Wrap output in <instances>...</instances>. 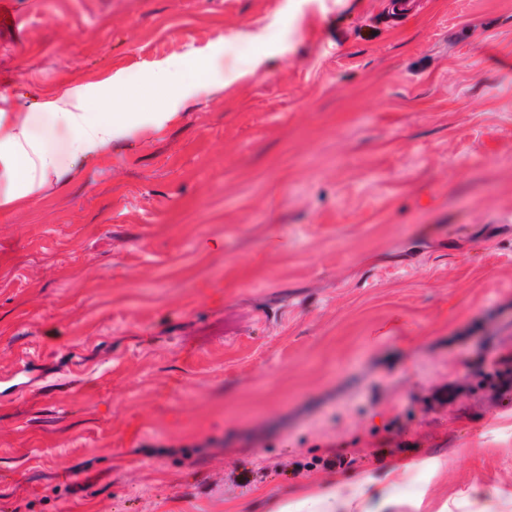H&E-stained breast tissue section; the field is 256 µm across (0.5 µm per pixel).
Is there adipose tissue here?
<instances>
[{"instance_id":"ef3b65f1","label":"adipose tissue","mask_w":512,"mask_h":512,"mask_svg":"<svg viewBox=\"0 0 512 512\" xmlns=\"http://www.w3.org/2000/svg\"><path fill=\"white\" fill-rule=\"evenodd\" d=\"M178 70L173 89L161 90L155 112L146 115L129 111L138 95L117 74L96 83L65 84L60 93L26 112L0 109V210L26 207L79 161L109 150L119 138L173 120V113L164 109L171 93L223 84L216 67L195 59L181 62ZM355 490L352 484L326 482L291 499H271L267 512H349L353 507L388 512L402 494L394 484L378 499L360 503Z\"/></svg>"}]
</instances>
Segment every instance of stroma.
I'll return each instance as SVG.
<instances>
[{
  "mask_svg": "<svg viewBox=\"0 0 512 512\" xmlns=\"http://www.w3.org/2000/svg\"><path fill=\"white\" fill-rule=\"evenodd\" d=\"M418 2L13 0L6 111L224 86L0 212V512H512V0ZM178 70L179 78L173 89H161L154 100L155 107L159 110L165 108V102L168 101L172 92H184L199 84H207L215 88L223 86L219 70L196 59H187L179 63ZM32 358L26 353L21 355L16 370L3 382L11 383L9 389L12 392H23L33 386V380L29 376L28 365ZM365 484V480L355 484L325 482L289 500L288 495L271 499V506L264 512H351L347 509L353 507L360 508V512H388L386 510L398 504L397 500L403 494V489L394 482L377 500L358 502L355 506V490Z\"/></svg>",
  "mask_w": 512,
  "mask_h": 512,
  "instance_id": "stroma-1",
  "label": "stroma"
}]
</instances>
